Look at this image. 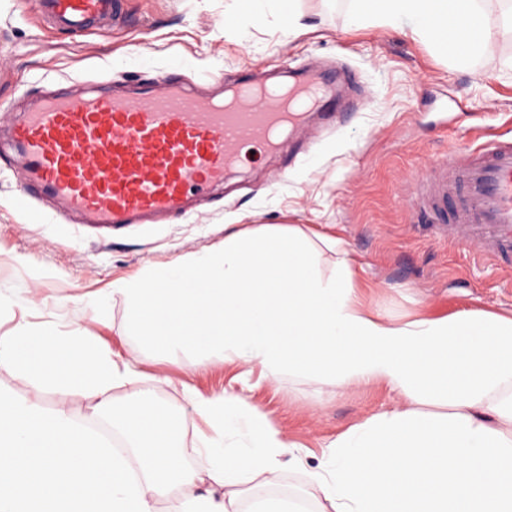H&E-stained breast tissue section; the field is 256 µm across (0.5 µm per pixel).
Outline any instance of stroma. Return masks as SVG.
Segmentation results:
<instances>
[{"instance_id": "1", "label": "stroma", "mask_w": 512, "mask_h": 512, "mask_svg": "<svg viewBox=\"0 0 512 512\" xmlns=\"http://www.w3.org/2000/svg\"><path fill=\"white\" fill-rule=\"evenodd\" d=\"M121 2L120 22L79 32L45 23L34 0H0V124L14 121L24 84L35 77L54 90L74 79L230 80L245 70L334 61L353 74V86L335 129L310 141L288 170L263 150L244 152L223 189L170 224L105 231L63 223L31 207L20 172L0 160V334L22 325L51 324L63 333L88 328L113 360L131 362L136 372L113 388L115 402L149 394L167 404L178 418L183 460L201 470L208 460L196 443L209 428L194 415L191 395L241 392L300 448L299 460L282 457L267 494L321 512L323 501L309 495L308 473L325 445L393 407L395 394L380 384L272 382L237 360L156 350L134 336L132 311L113 300L112 284L219 245L225 228L268 224L298 228L314 241L340 240L363 305L392 320L468 311L512 318V271L437 233L417 207L416 184L449 149L512 130V71L501 65L512 56V34L500 32L495 53L474 70L446 59L409 26L352 25L349 0H299L308 30L296 38L274 4L256 21L234 14L235 0ZM1 392L49 411L65 407L82 428L102 432L83 396L34 386L6 365Z\"/></svg>"}]
</instances>
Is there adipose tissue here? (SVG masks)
Segmentation results:
<instances>
[{"label":"adipose tissue","instance_id":"adipose-tissue-1","mask_svg":"<svg viewBox=\"0 0 512 512\" xmlns=\"http://www.w3.org/2000/svg\"><path fill=\"white\" fill-rule=\"evenodd\" d=\"M503 0H351L359 24L410 26L435 44L448 19L470 29L450 60L491 55L489 16ZM324 276L315 247L298 229L228 231L218 248L119 281L142 340L197 358L232 354L268 380L314 376L336 385H387L394 408L351 425L330 441L309 474L331 512H512V319L464 313L393 321L363 308L340 241ZM30 381L80 393L111 418L130 449L114 454L65 408L0 394V512H239L238 488L272 484L293 443L240 394L192 401L212 429L201 437L206 471L186 466L173 443L170 409L146 397L118 405L128 381L87 330L63 334L19 327L0 335V365ZM441 405L438 413L423 404Z\"/></svg>","mask_w":512,"mask_h":512}]
</instances>
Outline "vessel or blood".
I'll return each mask as SVG.
<instances>
[{"label":"vessel or blood","mask_w":512,"mask_h":512,"mask_svg":"<svg viewBox=\"0 0 512 512\" xmlns=\"http://www.w3.org/2000/svg\"><path fill=\"white\" fill-rule=\"evenodd\" d=\"M54 24L84 29L119 0H40ZM326 76L299 70L214 89L160 81L61 91L32 101L4 135L22 167V188L79 224H165L222 186L246 146L298 154L313 119L338 99ZM293 134L284 145V134ZM420 201L440 221L448 194L463 204L449 225L458 243L495 261L512 250V136L481 150H449L421 179Z\"/></svg>","instance_id":"1"}]
</instances>
